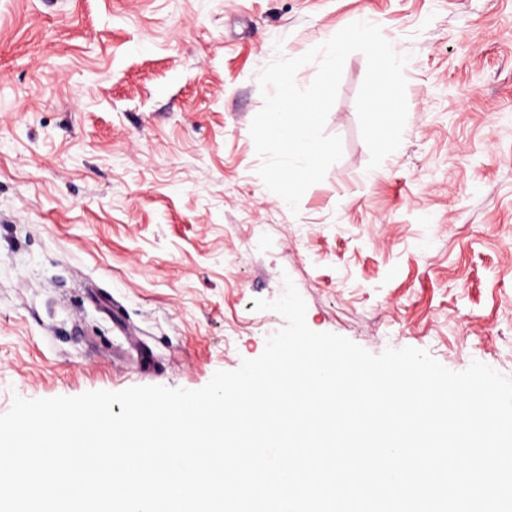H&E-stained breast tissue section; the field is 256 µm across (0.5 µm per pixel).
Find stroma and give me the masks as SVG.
I'll list each match as a JSON object with an SVG mask.
<instances>
[{
  "instance_id": "1",
  "label": "stroma",
  "mask_w": 512,
  "mask_h": 512,
  "mask_svg": "<svg viewBox=\"0 0 512 512\" xmlns=\"http://www.w3.org/2000/svg\"><path fill=\"white\" fill-rule=\"evenodd\" d=\"M357 21L409 58L402 143L369 169L352 53L343 155L291 212L258 74ZM287 277L313 331L512 376V0H0V414L202 388L283 327L254 301Z\"/></svg>"
}]
</instances>
